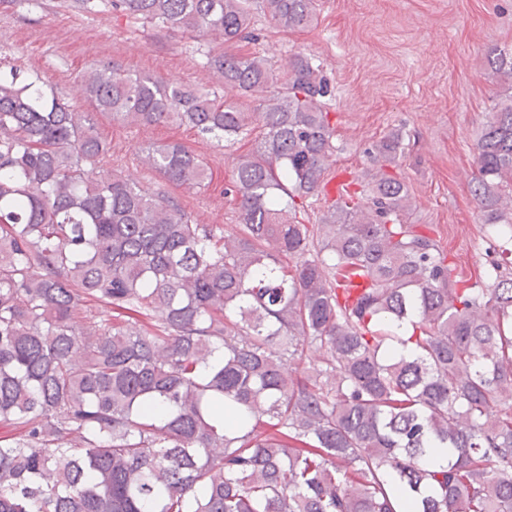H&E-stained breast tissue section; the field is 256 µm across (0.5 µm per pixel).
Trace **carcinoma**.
Wrapping results in <instances>:
<instances>
[{"mask_svg":"<svg viewBox=\"0 0 512 512\" xmlns=\"http://www.w3.org/2000/svg\"><path fill=\"white\" fill-rule=\"evenodd\" d=\"M75 2L218 50L219 91L92 67L96 111L258 135L233 164L227 234L102 167L108 143L38 74L0 70V423L17 431L0 443V512H400L401 495L418 512H512L507 250L456 279L386 170L399 132L374 145L385 166L366 190L339 191L321 224L294 220L335 151L329 83L300 53L276 71L233 49L257 40L258 12L310 28L318 0ZM488 66L472 194L512 234V48ZM143 150L177 187L212 181L180 142Z\"/></svg>","mask_w":512,"mask_h":512,"instance_id":"cac0c4a2","label":"carcinoma"}]
</instances>
